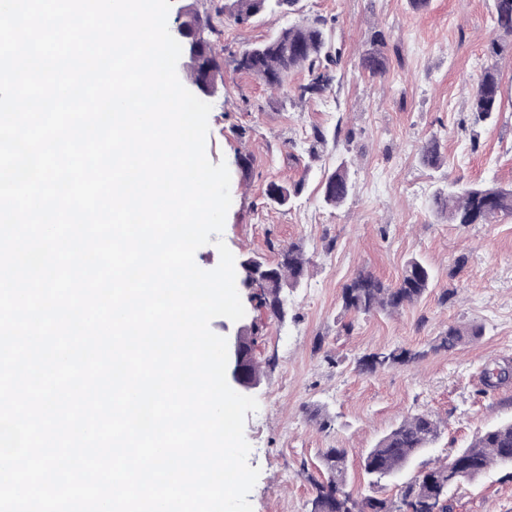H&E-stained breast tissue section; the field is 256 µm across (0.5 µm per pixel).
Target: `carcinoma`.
Listing matches in <instances>:
<instances>
[{
  "label": "carcinoma",
  "instance_id": "carcinoma-1",
  "mask_svg": "<svg viewBox=\"0 0 512 512\" xmlns=\"http://www.w3.org/2000/svg\"><path fill=\"white\" fill-rule=\"evenodd\" d=\"M297 0H224V5L206 16L211 31H217L221 16L228 13L239 23L268 12H291ZM495 20L500 29L512 34V0H493ZM324 19H303L267 40L244 48L236 59L237 68L249 73L266 85L281 89L288 74L305 70L308 81L298 87V98L321 96L330 88L333 76L330 66L340 62V48L330 35ZM371 42L376 49L362 61V67L372 78L387 73L384 54L385 36L377 31ZM470 111L480 121H491L501 111L499 77L491 68L484 72L470 97ZM423 165L438 168L443 163L440 141L431 137L420 146ZM303 182L293 186L270 182L264 191L268 204L286 206L297 195ZM355 183L346 162L327 171L321 181V203L338 209L353 195ZM435 213L447 217L450 224H486L501 215L512 216V188L488 187L450 180L433 195ZM275 259L250 256L240 264L242 283L258 291L250 301L264 308L280 321L288 309L282 294L298 287L307 275V260L299 243L286 246L270 244ZM433 276L429 266L417 257L408 259L398 283L389 287L371 273L360 272L342 288V306L354 313L382 312L392 314L417 303L431 288ZM483 335L479 325L450 324L426 349L404 347L371 351L356 360V369L378 375L398 366L416 363L431 353L453 352ZM512 380V363L504 362L487 370L485 390L488 393ZM441 433V423L429 412L407 416L393 426L362 460L364 474L371 479L394 478L406 469L416 456L433 446ZM348 451L328 448L322 456L327 478L313 481L316 494L309 512H452L448 492L463 480L475 481L491 468H512V420L495 424L484 431L468 447L453 455L454 466L437 461L419 472L412 480L398 486L393 499L368 496L358 499L348 490Z\"/></svg>",
  "mask_w": 512,
  "mask_h": 512
}]
</instances>
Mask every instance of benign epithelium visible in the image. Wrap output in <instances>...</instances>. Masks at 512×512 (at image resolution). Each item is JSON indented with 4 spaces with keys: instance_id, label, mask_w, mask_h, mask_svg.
I'll use <instances>...</instances> for the list:
<instances>
[{
    "instance_id": "benign-epithelium-1",
    "label": "benign epithelium",
    "mask_w": 512,
    "mask_h": 512,
    "mask_svg": "<svg viewBox=\"0 0 512 512\" xmlns=\"http://www.w3.org/2000/svg\"><path fill=\"white\" fill-rule=\"evenodd\" d=\"M174 11L173 32L182 45L184 59L182 69L185 81L205 96H213L219 87L211 84L212 65L210 63L209 42L202 35L201 22L193 21L202 17L206 0H173ZM243 333L238 331L227 338L228 366L227 380L237 390L256 388L260 379L251 375L247 368V354L243 344Z\"/></svg>"
}]
</instances>
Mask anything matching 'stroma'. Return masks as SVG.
Instances as JSON below:
<instances>
[{
	"label": "stroma",
	"instance_id": "stroma-1",
	"mask_svg": "<svg viewBox=\"0 0 512 512\" xmlns=\"http://www.w3.org/2000/svg\"><path fill=\"white\" fill-rule=\"evenodd\" d=\"M333 22L341 49L331 91L299 100L306 72L288 76L272 92L236 68L245 46L267 39L304 17ZM383 31L388 72L370 78L362 59L373 31ZM224 70V91L210 97L206 153L226 162L232 204L223 239L235 259L268 255L269 242L302 244L310 260L302 287L287 295L285 320L268 319L239 287L241 322L214 319L223 336L260 325L255 356L272 360L251 395L248 462L260 471L249 500L253 512H308L314 495L306 472H317L325 449L348 451L349 487L356 497H391L428 463L466 447L487 427L512 418V384L482 394L486 366L512 359V217L489 224L448 223L433 210L445 180L512 187V58L493 59L491 42H507L493 0H298L295 12L263 14L238 23L223 17L210 34ZM497 67L501 110L475 121L472 86ZM328 142L310 157V134ZM437 137L445 163L424 166L422 142ZM249 156L242 168L241 156ZM347 162L355 190L329 209L320 200L324 172ZM303 182L290 205L266 204L269 182ZM433 270L434 288L418 303L387 315H347L341 291L359 271L395 285L408 258ZM352 323L344 332V323ZM478 324L482 337L461 349L379 374L356 370L364 353L392 346L425 348L449 324ZM322 408L327 425L311 420ZM428 411L441 421L433 448L397 478L371 482L360 460L405 416ZM453 512H512V470L493 468L449 493Z\"/></svg>",
	"mask_w": 512,
	"mask_h": 512
}]
</instances>
